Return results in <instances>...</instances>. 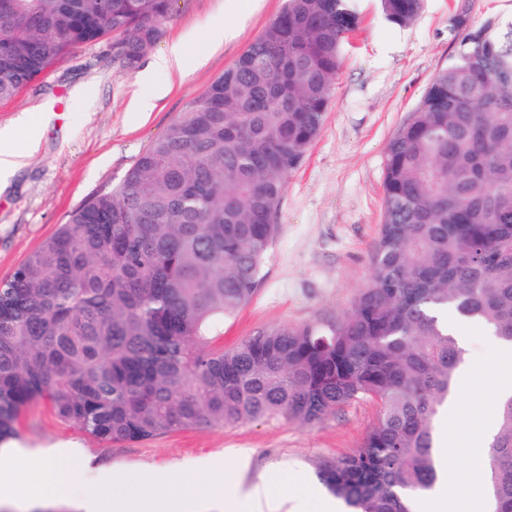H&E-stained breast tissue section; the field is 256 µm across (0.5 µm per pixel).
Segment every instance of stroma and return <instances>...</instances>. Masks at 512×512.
Instances as JSON below:
<instances>
[{
  "label": "stroma",
  "instance_id": "1",
  "mask_svg": "<svg viewBox=\"0 0 512 512\" xmlns=\"http://www.w3.org/2000/svg\"><path fill=\"white\" fill-rule=\"evenodd\" d=\"M456 0H424L411 24L383 18L378 0H357L359 30L346 43L333 101L322 130L302 164L287 176L277 212L279 226L252 299L217 328L215 346L231 347L256 329L301 324L350 310L369 276L384 198L386 147L448 63ZM283 0H176L150 56L181 44L198 59L194 69L158 72L148 81L124 62L121 37L84 45L58 60L37 80L0 99V126L12 127L14 145L27 151L25 167L0 193V281L96 195L111 191L140 153L161 136L190 100L201 96L280 11ZM222 25L235 39L211 46L208 33ZM150 101L140 111V101ZM51 113L39 124L41 113ZM30 123H19L21 114ZM37 150H29L31 137ZM492 379L455 391L462 430L486 413ZM377 416L363 400L322 422L244 421L224 428L172 432L143 442L105 443L56 417L48 403L31 406L18 427L24 448L75 442L104 467L147 472L223 457L225 468L247 458L241 489L268 477L301 476L317 486L319 460L355 451Z\"/></svg>",
  "mask_w": 512,
  "mask_h": 512
}]
</instances>
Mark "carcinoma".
I'll use <instances>...</instances> for the list:
<instances>
[{"label": "carcinoma", "mask_w": 512, "mask_h": 512, "mask_svg": "<svg viewBox=\"0 0 512 512\" xmlns=\"http://www.w3.org/2000/svg\"><path fill=\"white\" fill-rule=\"evenodd\" d=\"M175 0H0V99L83 44L123 34L134 66ZM423 0H380L412 22ZM354 0H286L112 191L78 207L0 282V443L51 404L102 442L245 420L313 425L377 406L359 448L317 463L350 512H413L434 487V433L463 351L444 315L512 345V23L464 25L389 142L370 276L351 310L263 327L224 350L275 242L288 173L334 95ZM487 450L512 512V397Z\"/></svg>", "instance_id": "obj_1"}]
</instances>
